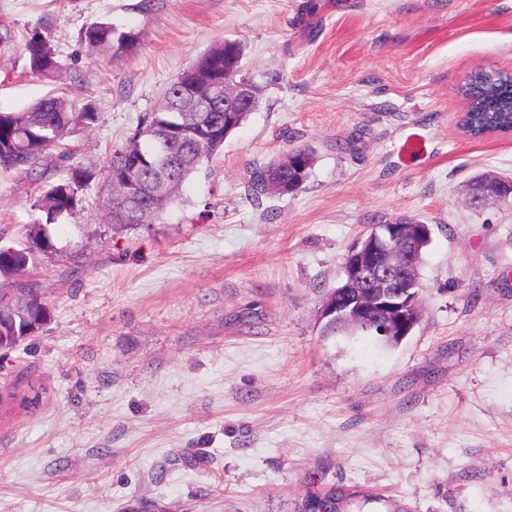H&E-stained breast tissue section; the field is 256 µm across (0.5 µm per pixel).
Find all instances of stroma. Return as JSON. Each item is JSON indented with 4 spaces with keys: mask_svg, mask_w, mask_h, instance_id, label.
Instances as JSON below:
<instances>
[{
    "mask_svg": "<svg viewBox=\"0 0 512 512\" xmlns=\"http://www.w3.org/2000/svg\"><path fill=\"white\" fill-rule=\"evenodd\" d=\"M0 111L55 93L92 102L70 163L102 165L196 56L240 41L258 108L153 224L116 231L100 185L47 223L65 173L0 171V246L45 223L24 275L50 309L0 357V512H512V206L475 211L468 179L512 173V132L467 134L458 87L512 71V0H0ZM112 22L136 42L88 55ZM48 28L64 64L19 46ZM315 152L297 193L254 204L252 163ZM432 230L422 317L400 344L327 336L319 308L379 220ZM80 40L93 51H110L120 53L126 50L133 41V36L119 32L112 24L96 21L88 23L80 32ZM22 52L31 72L53 79L63 70V65L53 49L51 35L41 25L34 26L27 32Z\"/></svg>",
    "mask_w": 512,
    "mask_h": 512,
    "instance_id": "stroma-1",
    "label": "stroma"
}]
</instances>
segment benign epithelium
Returning <instances> with one entry per match:
<instances>
[{"label": "benign epithelium", "mask_w": 512, "mask_h": 512, "mask_svg": "<svg viewBox=\"0 0 512 512\" xmlns=\"http://www.w3.org/2000/svg\"><path fill=\"white\" fill-rule=\"evenodd\" d=\"M252 80L224 78V101L236 112L251 103ZM416 234L413 224H379L350 250L342 267L344 287L356 288V298L331 297L321 307V317L336 323L354 322L393 340H404L413 330L409 312L418 294L410 251Z\"/></svg>", "instance_id": "1"}]
</instances>
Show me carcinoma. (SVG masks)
Instances as JSON below:
<instances>
[{"instance_id": "cac0c4a2", "label": "carcinoma", "mask_w": 512, "mask_h": 512, "mask_svg": "<svg viewBox=\"0 0 512 512\" xmlns=\"http://www.w3.org/2000/svg\"><path fill=\"white\" fill-rule=\"evenodd\" d=\"M80 40L93 51L120 53L133 36L112 24L96 21L80 32ZM22 52L30 71L47 79L57 77L63 65L52 46L51 35L37 25L27 32ZM241 44L221 40L198 55L166 87L160 103L143 113L127 142L112 150L104 164L72 165L65 177L51 185L37 201L51 222L74 213L82 203L80 192L95 181H102L103 207L109 223L124 228L157 219L164 207L179 195L186 179L205 162L223 151L225 139L249 116L247 112L224 111V75L241 77ZM467 101L463 126L473 135L512 131V75L499 72L490 76L474 71L458 88ZM99 122V112L90 103L77 105L67 97L48 95L23 110L0 112V169L33 173L53 162L54 147L76 128L89 130ZM315 163L314 152L293 147L273 160L250 168L247 192L256 203L272 194L288 195L308 181ZM473 182L507 186L512 175L481 172ZM28 239L32 246L0 247V275H22L38 253L52 252L55 245L47 225L33 224ZM25 300L22 314L0 319V351H9L21 340L35 335L50 320V309L38 289L18 281L12 288H0V308ZM336 492L310 496L302 512H336Z\"/></svg>"}]
</instances>
